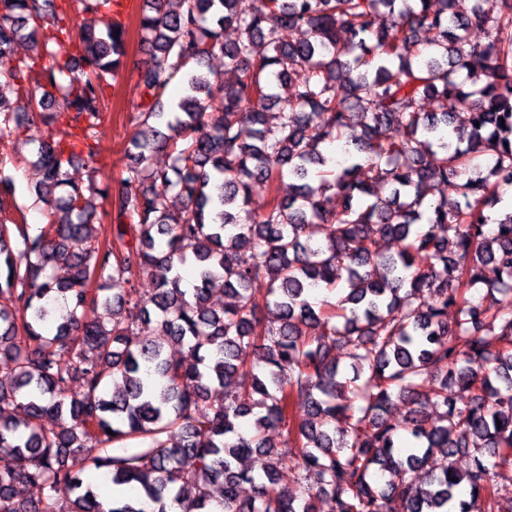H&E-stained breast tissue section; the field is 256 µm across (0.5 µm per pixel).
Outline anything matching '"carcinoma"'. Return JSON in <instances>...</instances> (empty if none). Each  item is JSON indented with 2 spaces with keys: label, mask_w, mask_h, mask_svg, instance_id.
I'll list each match as a JSON object with an SVG mask.
<instances>
[{
  "label": "carcinoma",
  "mask_w": 512,
  "mask_h": 512,
  "mask_svg": "<svg viewBox=\"0 0 512 512\" xmlns=\"http://www.w3.org/2000/svg\"><path fill=\"white\" fill-rule=\"evenodd\" d=\"M111 2L0 0V67L20 90L57 93L36 112L0 100V134L62 118L76 129L67 145L37 140L38 200L63 218L36 235L15 225V247L0 224V512H165L167 494L182 512H210L216 484L223 512H317L322 494L334 512H468L463 485L487 512H512L496 482L512 467V312L500 303L512 293V211L493 217L512 186V0H146L152 64L135 119L153 138L128 142L124 181L144 187L111 198L122 227L102 243L86 197L95 186L69 167L95 163L90 140L125 56ZM73 11L102 27L72 34ZM47 19L58 47L14 60L16 39H35ZM230 26L239 38L226 43ZM215 55L230 80L202 70ZM175 80L183 95L166 112ZM202 123L206 139L194 136ZM355 127L354 150L328 164L321 146ZM160 151L167 171L151 168ZM287 176L298 184L283 197ZM255 181L270 195L258 215ZM440 185L462 201L448 207ZM379 237L397 250L379 253ZM143 273L156 284L147 300ZM217 286L234 304L209 305ZM60 301L69 318L52 333ZM153 314L166 342L132 341ZM397 401L409 407L399 425L386 418ZM471 448L489 459L464 472L432 465ZM253 456L255 473L242 468ZM290 463L292 489L277 479ZM90 470L132 496L104 507ZM20 484L39 496L17 499Z\"/></svg>",
  "instance_id": "1"
}]
</instances>
